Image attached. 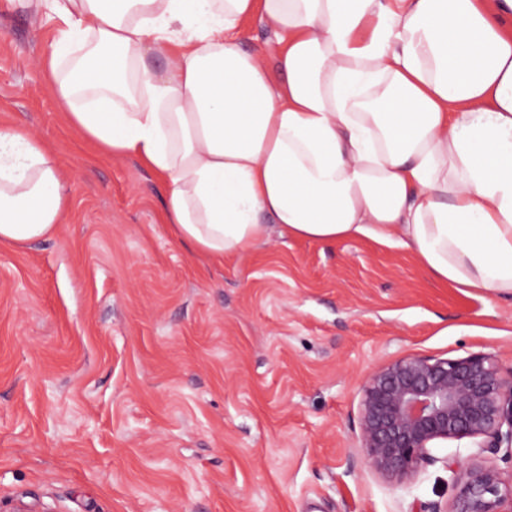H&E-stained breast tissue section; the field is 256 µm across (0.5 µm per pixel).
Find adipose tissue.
I'll return each mask as SVG.
<instances>
[{
	"instance_id": "adipose-tissue-1",
	"label": "adipose tissue",
	"mask_w": 512,
	"mask_h": 512,
	"mask_svg": "<svg viewBox=\"0 0 512 512\" xmlns=\"http://www.w3.org/2000/svg\"><path fill=\"white\" fill-rule=\"evenodd\" d=\"M69 123L141 161L178 241L215 260L272 230L410 251L512 296V0H47ZM260 15L273 61L238 32ZM157 53L162 69L149 66ZM53 150L0 126V244L56 233Z\"/></svg>"
}]
</instances>
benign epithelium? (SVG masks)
<instances>
[{
	"label": "benign epithelium",
	"instance_id": "obj_1",
	"mask_svg": "<svg viewBox=\"0 0 512 512\" xmlns=\"http://www.w3.org/2000/svg\"><path fill=\"white\" fill-rule=\"evenodd\" d=\"M478 437L489 448L512 442V370L503 374L495 356L411 355L366 376L360 448L382 477L409 480L435 461L434 442ZM451 512H512V474L490 460L471 464L457 480Z\"/></svg>",
	"mask_w": 512,
	"mask_h": 512
}]
</instances>
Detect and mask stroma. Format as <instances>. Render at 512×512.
Instances as JSON below:
<instances>
[{"mask_svg":"<svg viewBox=\"0 0 512 512\" xmlns=\"http://www.w3.org/2000/svg\"><path fill=\"white\" fill-rule=\"evenodd\" d=\"M58 37L45 0H0V125L71 177L54 236L0 246V512H450L467 463L512 472L466 438L390 482L359 425L364 378L397 358L512 368L511 296L367 240L196 256L158 177L69 125L42 65Z\"/></svg>","mask_w":512,"mask_h":512,"instance_id":"stroma-1","label":"stroma"}]
</instances>
